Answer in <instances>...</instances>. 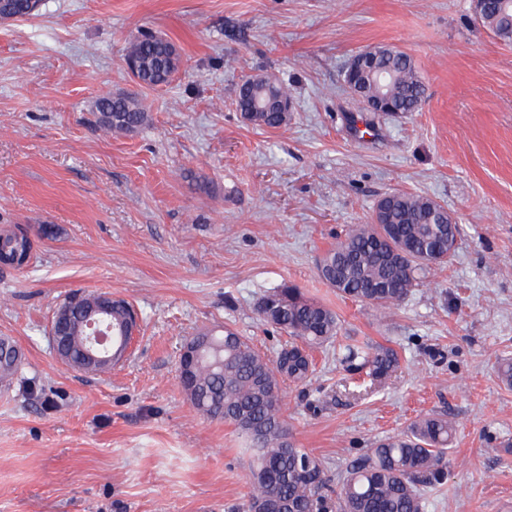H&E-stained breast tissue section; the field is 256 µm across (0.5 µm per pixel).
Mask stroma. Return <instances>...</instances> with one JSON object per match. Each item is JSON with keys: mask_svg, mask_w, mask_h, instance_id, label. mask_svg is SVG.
<instances>
[{"mask_svg": "<svg viewBox=\"0 0 512 512\" xmlns=\"http://www.w3.org/2000/svg\"><path fill=\"white\" fill-rule=\"evenodd\" d=\"M158 34L181 55L167 84H139L129 43ZM410 54L426 86L415 112H369L344 70L362 50ZM284 83L287 125L237 107L245 76ZM141 100L135 131L98 122L104 93ZM441 204L458 227L448 264L395 309L338 295L321 257L395 192ZM57 234L38 238L40 225ZM33 239L0 264V337L25 360L0 385V512H248L250 455L179 381L199 331L230 326L274 356L260 319L283 285L334 311L335 343L306 384L282 383L292 441L339 481L417 415L456 428L425 512L512 504V44L472 0H41L0 21V231ZM107 292L140 322L126 357L84 374L53 354L68 294ZM347 343L390 349L380 383L349 384Z\"/></svg>", "mask_w": 512, "mask_h": 512, "instance_id": "stroma-1", "label": "stroma"}]
</instances>
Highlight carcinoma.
Here are the masks:
<instances>
[{"label":"carcinoma","instance_id":"obj_1","mask_svg":"<svg viewBox=\"0 0 512 512\" xmlns=\"http://www.w3.org/2000/svg\"><path fill=\"white\" fill-rule=\"evenodd\" d=\"M40 0H7L3 8L18 19L33 15ZM475 18L505 42L512 43V0H484ZM378 65L386 80L384 93L399 112H415L426 88L414 59L393 47H379ZM127 55L139 61L134 77L147 86L165 84L180 66L173 45L153 36L129 44ZM287 90L265 74L246 77L239 88L237 106L258 127L279 128L288 123L282 102ZM99 121L107 129L127 131L145 119L133 97L106 94L97 102ZM381 224H355L319 266L320 277L344 298L379 309L399 305L418 286L428 270L451 259L458 225L432 199L414 193L392 192ZM31 250L28 237L0 234V263L16 249ZM100 294H71L57 310L69 313L71 325L82 317L87 302ZM258 315L286 333L274 358L256 349L245 337L226 326L206 329L190 340L202 346L193 368L194 393L189 399L210 419L234 427L253 454L249 512H325L329 477L322 461L288 439V425L280 407V383L305 382L313 368L312 351L337 338L338 318L320 302L284 285L260 300ZM133 317L132 305L112 300L105 324L120 327ZM347 370L365 373L370 384L384 379L398 364L389 350L344 345ZM22 354L0 359V379L16 376ZM454 426L443 414L415 418L398 436L380 439L340 483L337 493L342 512H425L420 486L444 477L448 445Z\"/></svg>","mask_w":512,"mask_h":512}]
</instances>
